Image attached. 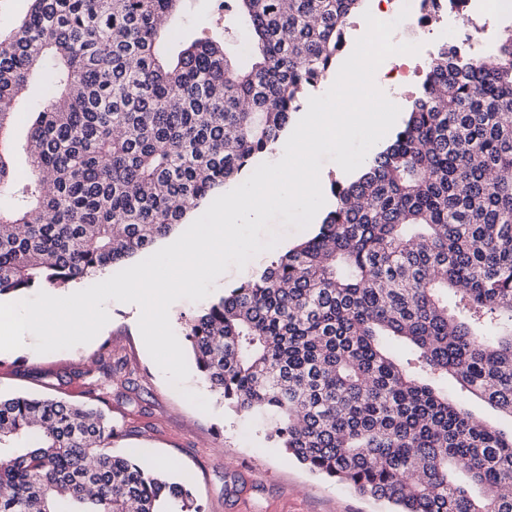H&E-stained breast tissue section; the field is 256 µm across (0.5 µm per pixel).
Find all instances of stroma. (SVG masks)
<instances>
[{
	"label": "stroma",
	"instance_id": "35a3bbf8",
	"mask_svg": "<svg viewBox=\"0 0 512 512\" xmlns=\"http://www.w3.org/2000/svg\"><path fill=\"white\" fill-rule=\"evenodd\" d=\"M172 24L184 42L224 29L215 0H184ZM106 306L107 326L84 347L0 352V394L85 401L93 378L115 367L122 382L106 401L121 431L113 451L171 460L170 476L193 488L202 512H388L386 503L287 459L266 439L259 418L226 409L193 367L184 390L206 397L209 409L195 407L149 355L139 309L113 300Z\"/></svg>",
	"mask_w": 512,
	"mask_h": 512
}]
</instances>
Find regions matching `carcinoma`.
Returning a JSON list of instances; mask_svg holds the SVG:
<instances>
[{"mask_svg":"<svg viewBox=\"0 0 512 512\" xmlns=\"http://www.w3.org/2000/svg\"><path fill=\"white\" fill-rule=\"evenodd\" d=\"M29 2L0 28V297L150 253L273 150L364 5L230 0L237 44L168 56L183 0ZM494 55L442 46L394 139L331 181L317 232L185 322L229 410L392 512H512V433L466 409L512 418V25ZM117 437L100 409L0 395V512H201ZM38 110L37 103L29 98L23 99L16 107V119L17 125L14 132L15 148L13 152V159L16 167L21 173L26 170V152H25V139L27 132V121L26 117L29 112H36ZM471 411L487 424L495 426L506 433H510L511 421L503 417L496 409L481 400H474L469 404Z\"/></svg>","mask_w":512,"mask_h":512,"instance_id":"carcinoma-1","label":"carcinoma"}]
</instances>
